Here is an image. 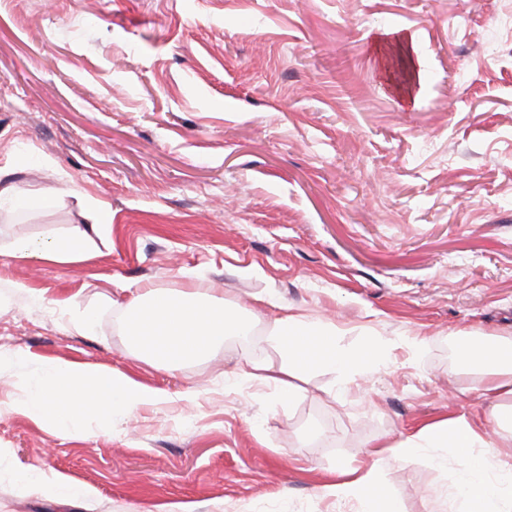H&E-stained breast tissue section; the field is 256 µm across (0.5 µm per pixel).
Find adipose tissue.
<instances>
[{"instance_id":"adipose-tissue-1","label":"adipose tissue","mask_w":512,"mask_h":512,"mask_svg":"<svg viewBox=\"0 0 512 512\" xmlns=\"http://www.w3.org/2000/svg\"><path fill=\"white\" fill-rule=\"evenodd\" d=\"M90 224L70 234L47 233L44 237L18 239L12 255L24 259L67 263L88 258L94 234L112 221L106 204L90 205ZM262 307L271 308L265 318L267 340L280 355L279 362L243 358L237 375L246 381L273 388L279 399H293L300 383L311 372L334 375L338 394H346L357 381L369 378L393 362L390 348L370 337L357 346L342 343L335 323L278 301L273 295L258 296ZM127 331L136 357L146 358L169 370L206 357L228 340L254 332L258 310L248 315L230 311L203 291L168 294L144 288L125 308ZM457 368H481L485 390L494 397L489 409L492 427L477 425L467 414L425 424L395 442L363 448L364 464L337 466L333 478L321 488L324 496L355 500L361 512H394L393 503L381 490V475L371 456L397 464L439 448L456 457L461 468L454 485L459 512H512V337L496 340L470 338L465 351L456 353ZM36 382L12 407L52 430L83 433L91 423L110 426L113 417H134L141 409L171 402L169 392L142 384L128 374L94 364L35 359ZM24 490L43 496L92 500L93 488L77 487L62 475L42 473L20 477Z\"/></svg>"}]
</instances>
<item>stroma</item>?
<instances>
[{"mask_svg": "<svg viewBox=\"0 0 512 512\" xmlns=\"http://www.w3.org/2000/svg\"><path fill=\"white\" fill-rule=\"evenodd\" d=\"M394 28L423 60L408 104L381 76ZM0 168L35 201L0 209V351L18 356L0 367V512H357L320 495L330 469L451 414L487 420L481 371L452 352L512 336V0H0ZM91 197L112 224L89 259L7 250L84 227ZM147 287L230 309L270 292L344 344L384 338L393 363L339 400L313 372L280 403L234 380L242 357L279 359L259 325L170 372L130 355L123 310ZM34 357L177 400L45 429L10 409ZM457 468L385 463L382 484L398 512H448ZM39 471L95 501L21 491Z\"/></svg>", "mask_w": 512, "mask_h": 512, "instance_id": "1", "label": "stroma"}]
</instances>
